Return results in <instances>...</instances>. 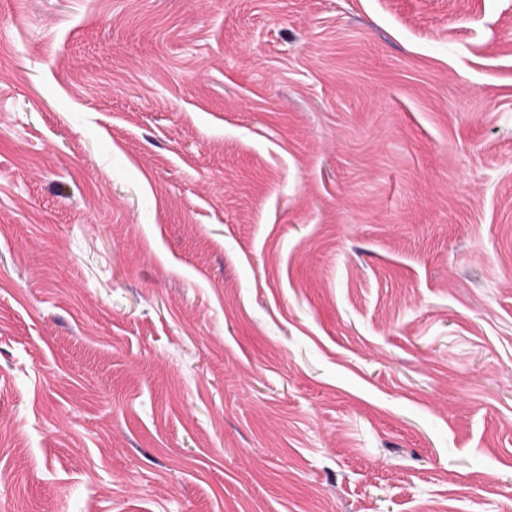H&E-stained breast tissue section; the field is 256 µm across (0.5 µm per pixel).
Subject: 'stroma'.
Here are the masks:
<instances>
[{
    "mask_svg": "<svg viewBox=\"0 0 512 512\" xmlns=\"http://www.w3.org/2000/svg\"><path fill=\"white\" fill-rule=\"evenodd\" d=\"M0 512H512V0H0Z\"/></svg>",
    "mask_w": 512,
    "mask_h": 512,
    "instance_id": "35a3bbf8",
    "label": "stroma"
}]
</instances>
